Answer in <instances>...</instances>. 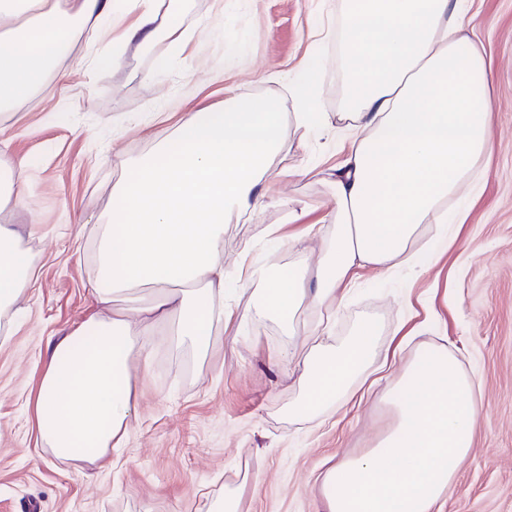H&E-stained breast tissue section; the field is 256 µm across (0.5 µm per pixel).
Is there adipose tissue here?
Here are the masks:
<instances>
[{"instance_id":"obj_1","label":"adipose tissue","mask_w":512,"mask_h":512,"mask_svg":"<svg viewBox=\"0 0 512 512\" xmlns=\"http://www.w3.org/2000/svg\"><path fill=\"white\" fill-rule=\"evenodd\" d=\"M124 33L143 47L164 34L174 49L187 37L180 24L159 21L158 0ZM123 0H0V111L33 100L71 51L72 28L99 36L115 23ZM464 0H340L321 39L342 61L341 106L346 155L329 181L332 251L315 265L276 275L238 264V281L259 283L252 314L292 322L307 309H335L360 270L425 274L437 265L462 224L466 191L490 159L493 66L466 24ZM291 86L293 110L274 97L241 100L181 118L154 151L126 161L131 177L112 187V219L82 221L92 247L89 292L94 311L49 350L37 415L43 443L61 460L94 463L124 445L137 415L136 379L152 372L160 347L210 350L224 308V229L262 210L272 188L271 165L283 124L305 133L327 116L309 64ZM439 224L438 237L424 227ZM34 269L19 232L0 225V337L9 338ZM143 293L135 316L120 301ZM379 327L363 324L338 345L300 355L291 346L276 366L303 358L313 413L348 397L369 379ZM385 402L394 422L374 448L330 463L319 477L323 512H444L456 468L470 456L482 415L471 378L440 346L422 349Z\"/></svg>"}]
</instances>
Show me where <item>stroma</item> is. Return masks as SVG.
Wrapping results in <instances>:
<instances>
[{
	"label": "stroma",
	"mask_w": 512,
	"mask_h": 512,
	"mask_svg": "<svg viewBox=\"0 0 512 512\" xmlns=\"http://www.w3.org/2000/svg\"><path fill=\"white\" fill-rule=\"evenodd\" d=\"M234 0H162L188 38L187 59L159 64L164 36L142 49L122 46L120 28L98 47L115 62L88 64L85 39L73 40L59 74L33 101L0 112V158H28L32 189L21 208L0 212L23 236L35 267L28 315L0 343V512H210L232 494L239 512H318L319 477L327 461L372 446L389 417L381 387L302 414L300 364L269 362L272 350L302 342L310 318L293 325L248 317L259 286L230 288L224 303L239 320L215 329L212 356L159 350L139 379V411L123 447L97 464L63 462L44 447L35 406L50 346L92 310L88 247L77 219L108 223L112 187L128 176L114 151L148 155L155 138L173 135L183 113L224 104L225 87L241 99L287 98L288 75L304 58L309 19L324 0H257L235 12ZM494 69L491 155L481 193L452 247L429 273L408 277L362 271L330 319L332 343L366 321L380 323L371 371L388 349L398 365L424 346L449 344L484 407L470 457L459 467L444 512H512V0H470ZM274 169L298 159L339 164L338 135L304 138L285 126ZM276 198L224 232V264L262 255L266 268L311 264L329 236L308 234L329 210L326 182L292 175L276 181ZM309 207L299 222L290 209ZM299 239L295 249L272 243L267 225ZM439 332L412 336L426 317ZM409 336L400 345L401 336Z\"/></svg>",
	"instance_id": "stroma-1"
}]
</instances>
